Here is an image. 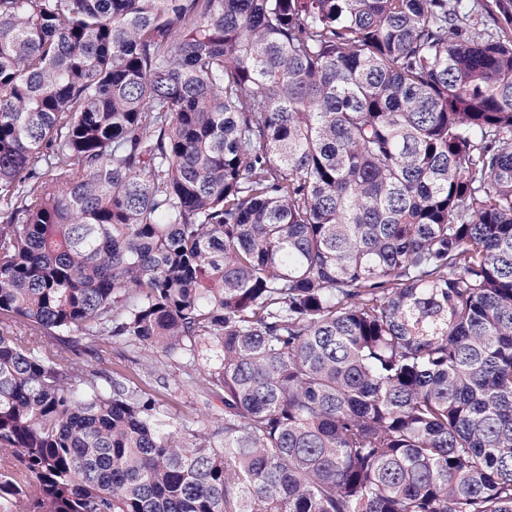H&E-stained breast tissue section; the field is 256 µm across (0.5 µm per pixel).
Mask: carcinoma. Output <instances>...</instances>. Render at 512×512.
<instances>
[{
  "instance_id": "carcinoma-1",
  "label": "carcinoma",
  "mask_w": 512,
  "mask_h": 512,
  "mask_svg": "<svg viewBox=\"0 0 512 512\" xmlns=\"http://www.w3.org/2000/svg\"><path fill=\"white\" fill-rule=\"evenodd\" d=\"M0 206V512H512V0H0ZM104 350L105 352H100ZM97 353L103 354L108 365L112 368H124L129 372L144 373L145 366L155 364L156 361H162L161 353L148 348H132L123 341L112 340L110 343H87L83 346L79 355L74 356L75 362L80 366L97 365ZM167 389L160 388L159 396L165 399L171 410L180 416L193 415L204 408L205 394L202 391L203 371L196 372L195 383L187 382L177 367L166 369Z\"/></svg>"
}]
</instances>
